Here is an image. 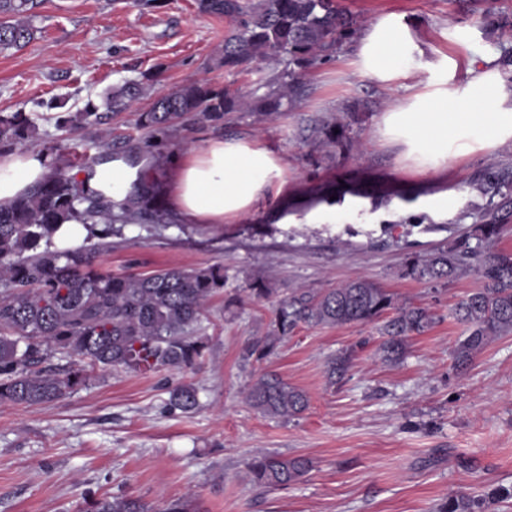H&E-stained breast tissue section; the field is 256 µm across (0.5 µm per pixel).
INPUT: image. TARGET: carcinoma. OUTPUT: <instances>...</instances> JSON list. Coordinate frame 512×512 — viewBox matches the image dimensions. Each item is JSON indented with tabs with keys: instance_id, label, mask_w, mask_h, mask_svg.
Instances as JSON below:
<instances>
[{
	"instance_id": "cac0c4a2",
	"label": "carcinoma",
	"mask_w": 512,
	"mask_h": 512,
	"mask_svg": "<svg viewBox=\"0 0 512 512\" xmlns=\"http://www.w3.org/2000/svg\"><path fill=\"white\" fill-rule=\"evenodd\" d=\"M485 0L483 21L504 29L512 25L496 18L494 3ZM37 0H0V51L21 48L34 36ZM200 11L235 22L224 39V50L214 67L232 72L262 60L283 65L269 83L277 86L275 100L266 111L291 107L303 88V71L320 56H329L350 38L357 16L337 0H199ZM141 86L125 81L110 87L105 111L91 107L57 117L61 128H101L112 118L134 109ZM249 95H232L207 80L185 84L159 96L150 110L139 114V125L151 133L145 146L127 144L120 149L102 142L103 152L122 157L132 165L144 149L157 146L179 126H224V114L251 112ZM348 125L337 117L316 124L319 144L325 148L343 143ZM38 141L35 118L24 112L0 114V147ZM53 173L0 210V404L36 406L61 399L83 385L88 373L126 370L140 373L185 371L201 363L208 344L200 336L201 323L211 299L224 288V267L184 269L169 267L150 273L112 272L100 257L112 251L108 238L123 235L125 226L140 223L148 231L171 228L163 215L151 208L159 194L157 179L145 169L126 196L110 200L71 174V162L61 156L50 160ZM504 176L494 170L475 185L478 192L498 189ZM78 220L87 230L82 244L58 248L54 233L68 220ZM512 222V195L502 194L480 211L479 222L451 249H436L420 256L410 254L404 276L425 284L448 280L476 266L482 286L455 307L466 335L456 344L458 365L466 366L490 340L512 335V252L498 250L495 242L502 227ZM393 316L383 319L389 311ZM383 320L380 333L382 360L398 362L407 352V338L421 335L434 324L430 308L413 303L397 305L386 289L366 278L335 288H296L277 301L269 333L248 343L246 362L270 356L300 325L344 326ZM56 354L75 357L67 365H51ZM352 352L330 358L328 374L341 375ZM247 399L269 417H294L308 407L305 392L275 374L260 376ZM199 406L192 384L169 390L166 407L185 414ZM312 469L309 458L266 453L248 463L250 479L262 488H286ZM512 498L509 490L482 497L460 495L448 500L440 512H492V506ZM91 512H150L131 497L101 498Z\"/></svg>"
}]
</instances>
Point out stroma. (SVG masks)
<instances>
[{"instance_id":"1","label":"stroma","mask_w":512,"mask_h":512,"mask_svg":"<svg viewBox=\"0 0 512 512\" xmlns=\"http://www.w3.org/2000/svg\"><path fill=\"white\" fill-rule=\"evenodd\" d=\"M340 2L365 28L389 13L405 20L421 47L408 64V86L420 94L465 82L470 67L499 56V43L512 44V26L482 24V0ZM34 26L29 44L0 52V113H38L42 145L73 159L98 154L106 135L118 147L145 142L139 113L188 81L263 97L258 76L278 70L213 68L232 23L200 12L197 0H43ZM358 41L351 36L331 60L305 70L293 109L233 112L221 130L189 127L154 148L165 167L218 136L250 140L280 158L282 187L221 224L160 236L131 224L113 238L103 263L114 271L224 266L230 279L202 321L209 349L193 371H95L59 400L0 404V512H85L91 499L121 495L152 512L186 498L196 512H438L462 493L512 489V335L458 366L454 348L465 327L454 307L479 287L477 273L438 286L403 275L408 254L453 246L475 224L474 185L487 169L512 172V141L418 166L378 132L403 89L357 72ZM125 80L140 82L143 95L109 131L57 127L58 113L102 104ZM347 112L355 115L349 140L319 146L314 125ZM448 196L456 200L451 212L437 206ZM254 275L280 298L365 277L397 302L430 307L435 322L409 337L399 364L382 360L375 322L302 325L274 354L247 363L244 346L264 336L273 317L271 302L249 295ZM345 349L353 352L347 373L329 379V358ZM266 372L303 390L307 410L291 419L259 414L245 390ZM181 382L198 390L193 413L165 407ZM268 452L306 456L312 469L288 488H257L247 464Z\"/></svg>"}]
</instances>
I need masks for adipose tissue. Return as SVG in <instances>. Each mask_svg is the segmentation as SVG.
<instances>
[{
	"label": "adipose tissue",
	"mask_w": 512,
	"mask_h": 512,
	"mask_svg": "<svg viewBox=\"0 0 512 512\" xmlns=\"http://www.w3.org/2000/svg\"><path fill=\"white\" fill-rule=\"evenodd\" d=\"M418 50L409 26L390 14L362 37L355 53L357 70L391 84L407 78L406 65ZM379 133L403 144L423 166L492 149L512 140V88L495 68L483 67L463 87L400 99L383 115ZM281 170L279 158L257 143L214 138L205 148L173 159L168 171L171 208L189 224L223 223L267 195ZM50 172L48 161L36 153L0 154V208L9 207ZM137 172L125 160H111L97 166L89 185L119 200Z\"/></svg>",
	"instance_id": "adipose-tissue-1"
}]
</instances>
